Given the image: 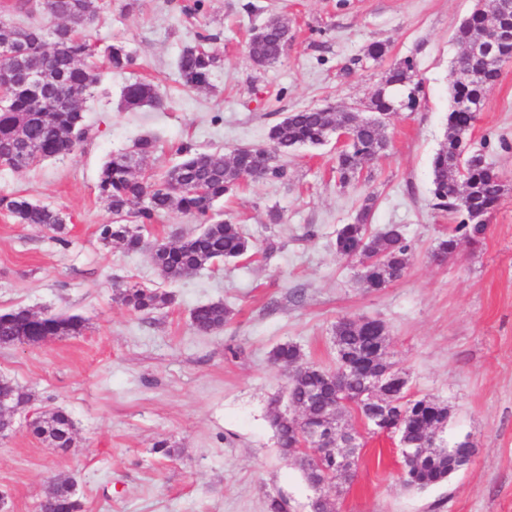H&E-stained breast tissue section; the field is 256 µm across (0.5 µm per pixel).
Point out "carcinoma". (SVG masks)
<instances>
[{
  "mask_svg": "<svg viewBox=\"0 0 512 512\" xmlns=\"http://www.w3.org/2000/svg\"><path fill=\"white\" fill-rule=\"evenodd\" d=\"M86 0H46L44 11L48 26L17 28L0 18V41L23 39L24 51L9 61L0 59V68L10 72L11 92L0 101V164L13 169L23 165L11 154L19 136L37 143L43 159L58 158L74 152L77 141L86 132L83 103L103 80L104 72L91 61L88 52L91 40L71 26L56 22L59 14H75ZM497 24L512 28V6L502 0H489L487 7L476 8L454 33V40L464 47L453 64L469 69L473 61L467 53L484 34ZM290 46L288 20L274 16L257 27L247 48L257 67L277 63ZM107 68L124 70L133 64L126 46L117 41L103 47ZM52 58V71L40 83L28 78L30 65L45 57ZM218 58L200 44L187 45L178 58V69L184 86L200 89L209 85ZM501 68L484 69L479 76L449 84L451 103L448 110L446 137L431 163L432 194L435 207L462 219L453 232L440 239L434 257L447 258L458 248L460 239L472 245L482 242L487 232L486 217L504 194L499 173L486 161L481 150L471 147L466 135L474 126L483 104L484 94L495 85ZM413 59L405 58L391 65L381 86L369 99L367 107L375 114L372 120H356L354 113L329 104L294 110L268 132V145L241 147L229 154L197 151L189 146L178 149L183 159L161 177L136 175L138 162L154 153L156 141L141 137L130 149L118 150L102 164L97 179L99 196L112 212V223L99 227V237L109 243L123 242L129 252L146 248L142 231L161 214L178 212L191 215L203 224L202 230L175 242L154 243L150 253L154 266L170 280L201 269L217 266L228 259L247 256L254 244L241 225L231 218L220 219L210 214L213 203L233 194L248 178L284 179L287 170L276 164L299 146H320L329 131L339 125L353 128V140L336 155V178L345 187L357 181L364 169L384 155L389 141L384 134L391 115L415 110L422 92L421 82L414 80ZM126 106L134 108L146 103H161L155 89L143 81L125 86ZM375 196L367 195L352 224L336 232V252L361 264L360 283L378 291L401 278L408 267L412 248L399 224L380 229L370 228L369 216ZM0 209L6 210L19 224H40L55 234L65 233L66 219L62 212L30 201L23 195L1 196ZM115 297L137 314L150 315L172 304L170 293L153 288H128L112 284ZM232 319V310L222 302L195 307L191 312L194 329L208 334L224 328ZM84 319L77 314L37 315L25 308L0 311V346L16 344L17 336L26 331L31 336H72L81 332ZM336 367L371 365L381 371L393 369L388 360V331L372 323L360 324L343 316L333 326ZM271 360L280 366H293L295 371L287 382L290 406L301 411L298 416L275 410L270 419L281 450L296 451L298 435L305 420L315 421L324 412L341 421L355 411L368 425L378 429L395 428L401 447L418 448L412 457H403V484L424 490L448 480L454 467L476 451L475 445L459 440L451 446L431 447L430 433L434 425L448 422L449 408L429 397L411 399L406 383L396 382L379 401L363 396L361 378L347 375L336 383L333 371L302 362L300 348L291 343L276 346ZM0 396L7 398L13 412L25 409L30 395L12 380L0 377ZM73 423L61 411L32 423L29 433L54 448H68L72 443ZM310 485H338L341 471L324 459L319 468L305 471ZM73 481L58 476L51 496L41 505L42 512H81L74 497Z\"/></svg>",
  "mask_w": 512,
  "mask_h": 512,
  "instance_id": "obj_1",
  "label": "carcinoma"
}]
</instances>
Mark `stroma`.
Segmentation results:
<instances>
[{"instance_id":"1","label":"stroma","mask_w":512,"mask_h":512,"mask_svg":"<svg viewBox=\"0 0 512 512\" xmlns=\"http://www.w3.org/2000/svg\"><path fill=\"white\" fill-rule=\"evenodd\" d=\"M476 4L101 0L88 35L101 45L123 42L132 67L105 72L84 106L88 132L72 155L21 170L0 166V196L22 195L66 217L59 242L0 210V310L85 320L76 336L0 347V376L30 394L27 413L60 410L74 424L64 452L24 428L0 435L8 512H38L59 475L75 481L81 512H267L269 496L278 494L290 512H311L315 491L295 457L282 454L270 422L271 411L288 408L291 374L270 356L291 342L305 362L335 369L332 328L343 316L385 324L408 395L447 403L441 439L468 437L477 451L443 484L411 490L401 481L397 438L367 433L352 416L361 447L335 512H512V61L468 135L501 175L505 194L481 245L460 243L443 263L432 257L455 221L433 206L431 160L447 128L448 73L462 51L453 34ZM275 14L288 20L291 47L259 69L247 52L250 31ZM202 37L219 63L208 88L190 90L177 62ZM374 42L389 55L372 66L362 57ZM405 57L414 60L425 96L415 111L390 116V148L358 181L338 184L333 144L303 146L281 157L286 179L245 182L216 203L257 245L253 257L170 281L148 252L100 240L112 214L97 174L112 152L155 137L157 149L142 163L152 173L174 164L182 144L224 153L263 146L288 112L365 105L388 66ZM136 79L155 88L162 107H125L123 89ZM370 193L372 228L403 225L413 244L404 276L377 292L361 287L359 261L335 247L337 229L353 222ZM272 209L281 223H269ZM116 281L170 292L174 301L136 314L116 299ZM218 301L232 309L231 322L198 333L191 311ZM159 440L175 448L172 458L153 453Z\"/></svg>"}]
</instances>
